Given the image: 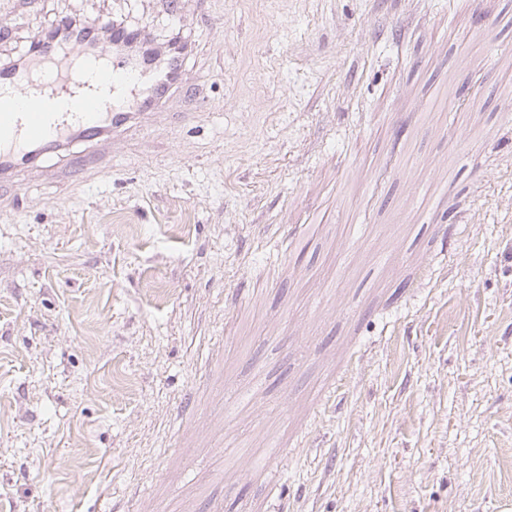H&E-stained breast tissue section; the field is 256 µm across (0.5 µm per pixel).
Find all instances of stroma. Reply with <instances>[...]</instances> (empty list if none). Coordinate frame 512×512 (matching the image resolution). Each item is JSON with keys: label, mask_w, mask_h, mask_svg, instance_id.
I'll return each instance as SVG.
<instances>
[{"label": "stroma", "mask_w": 512, "mask_h": 512, "mask_svg": "<svg viewBox=\"0 0 512 512\" xmlns=\"http://www.w3.org/2000/svg\"><path fill=\"white\" fill-rule=\"evenodd\" d=\"M190 2L181 120L0 205V512H512V0Z\"/></svg>", "instance_id": "obj_1"}]
</instances>
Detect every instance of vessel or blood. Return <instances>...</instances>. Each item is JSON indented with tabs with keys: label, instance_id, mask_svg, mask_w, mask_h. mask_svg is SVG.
Returning a JSON list of instances; mask_svg holds the SVG:
<instances>
[{
	"label": "vessel or blood",
	"instance_id": "obj_1",
	"mask_svg": "<svg viewBox=\"0 0 512 512\" xmlns=\"http://www.w3.org/2000/svg\"><path fill=\"white\" fill-rule=\"evenodd\" d=\"M114 41L91 50L39 40L23 69L0 67V190L14 188L20 167L62 151L76 139L100 142V150L71 157L50 170L55 180L77 178L101 168L104 144L153 122L139 111L141 98L168 88L177 63L129 58Z\"/></svg>",
	"mask_w": 512,
	"mask_h": 512
}]
</instances>
